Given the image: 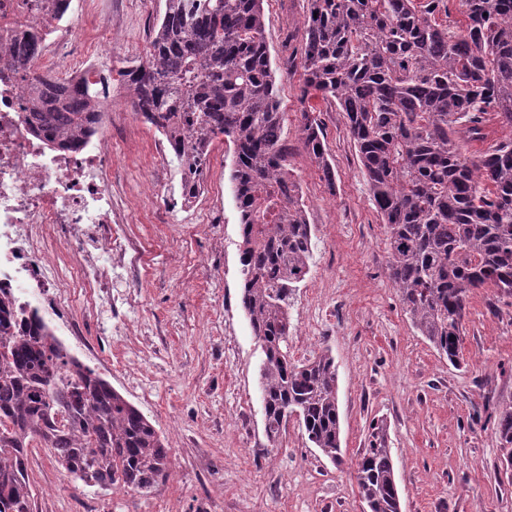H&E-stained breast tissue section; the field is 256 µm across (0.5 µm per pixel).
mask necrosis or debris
<instances>
[{
	"mask_svg": "<svg viewBox=\"0 0 512 512\" xmlns=\"http://www.w3.org/2000/svg\"><path fill=\"white\" fill-rule=\"evenodd\" d=\"M48 0H0V46L20 44L17 19L43 30L29 65L36 75L99 77L96 59L107 40L86 37L72 61L51 54L60 30L84 29L77 17L51 19ZM30 86L0 62V288L34 304L82 340L85 320L112 333V310L122 303L135 244L121 228L112 195V139L98 120L78 151H52L28 119Z\"/></svg>",
	"mask_w": 512,
	"mask_h": 512,
	"instance_id": "necrosis-or-debris-1",
	"label": "necrosis or debris"
}]
</instances>
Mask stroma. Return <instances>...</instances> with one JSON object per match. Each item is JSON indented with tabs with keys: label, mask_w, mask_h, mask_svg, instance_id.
Returning a JSON list of instances; mask_svg holds the SVG:
<instances>
[{
	"label": "stroma",
	"mask_w": 512,
	"mask_h": 512,
	"mask_svg": "<svg viewBox=\"0 0 512 512\" xmlns=\"http://www.w3.org/2000/svg\"><path fill=\"white\" fill-rule=\"evenodd\" d=\"M308 0H264L265 35L276 78L288 164L314 226L310 270L292 302L289 345L329 353L337 369L344 466L309 446L289 423L279 446L264 431L259 373L264 354L240 306V220L229 187L233 149L216 140L205 188L192 203L181 172L158 152L159 134L112 85V191L137 246L124 336L99 337L88 358L136 405L171 449V474L157 490L107 492L74 482L45 455L56 482L35 495L38 512H360L349 460L371 420L388 427L402 512H512V479L492 430L472 422L485 406L512 403V305L493 289L471 298L452 366L418 333L385 272L387 228L335 105L318 102L335 189L301 147L302 70L285 47L299 33ZM111 25L98 60L114 76L144 58L162 0H72ZM232 358H225V347ZM142 373L149 392L128 381Z\"/></svg>",
	"instance_id": "1"
}]
</instances>
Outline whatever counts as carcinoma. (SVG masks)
<instances>
[{"label": "carcinoma", "mask_w": 512, "mask_h": 512, "mask_svg": "<svg viewBox=\"0 0 512 512\" xmlns=\"http://www.w3.org/2000/svg\"><path fill=\"white\" fill-rule=\"evenodd\" d=\"M264 0H164L144 60L118 71L133 111L167 142L186 202L202 188L223 136L240 214L241 306L265 355L264 428L272 443L295 418L307 441L343 462L337 373L327 353L304 362L288 347L290 299L309 273L313 231L288 169L284 113L265 37ZM308 0L299 55L304 150L335 191L323 123L310 105L343 112L376 210L386 224V272L403 311L448 362L460 363L472 295L512 298V138L474 156L486 124L512 128V0ZM38 136L81 147L99 83L32 76ZM495 434L512 460V404ZM41 439L65 472L88 487L152 491L166 481L171 449L144 414L95 369L72 356L38 313L0 292V512H34L28 445ZM369 512H399L388 431L371 420L352 462Z\"/></svg>", "instance_id": "cac0c4a2"}]
</instances>
